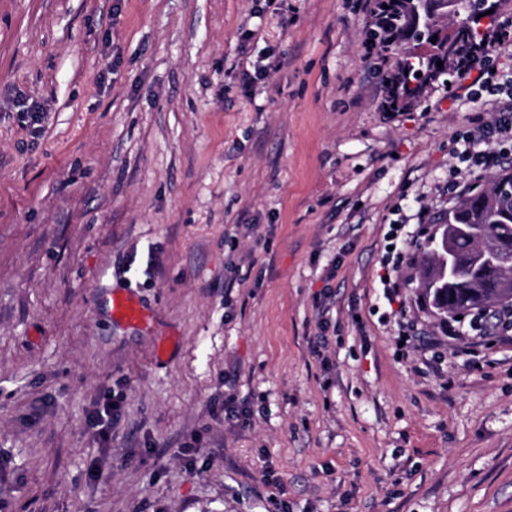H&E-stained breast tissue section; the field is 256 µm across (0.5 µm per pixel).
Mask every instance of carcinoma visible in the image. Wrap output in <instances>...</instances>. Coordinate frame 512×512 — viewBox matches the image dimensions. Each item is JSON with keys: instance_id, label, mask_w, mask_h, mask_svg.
Listing matches in <instances>:
<instances>
[{"instance_id": "cac0c4a2", "label": "carcinoma", "mask_w": 512, "mask_h": 512, "mask_svg": "<svg viewBox=\"0 0 512 512\" xmlns=\"http://www.w3.org/2000/svg\"><path fill=\"white\" fill-rule=\"evenodd\" d=\"M446 12H428L418 0H372L366 32L378 70L386 86L385 107L400 112L414 106L423 88L436 81L440 71H458L472 59L480 31L460 23L444 22ZM442 36L429 40L437 32ZM423 79L412 84L416 74ZM512 182V172L494 175L486 185L474 188L440 218L437 236L431 237L429 262L423 273L425 298L441 317L470 311L482 312L507 303L501 289L503 275L494 268L462 269L458 275L443 273L448 253L467 255L478 241L494 238L512 244V193L500 189Z\"/></svg>"}]
</instances>
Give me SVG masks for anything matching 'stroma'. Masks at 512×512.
I'll return each mask as SVG.
<instances>
[{
	"label": "stroma",
	"instance_id": "stroma-1",
	"mask_svg": "<svg viewBox=\"0 0 512 512\" xmlns=\"http://www.w3.org/2000/svg\"><path fill=\"white\" fill-rule=\"evenodd\" d=\"M368 16L0 0V512H512V336L452 354L426 246L378 286L487 96L457 74L386 111ZM419 234L417 237L406 234L401 239V245L397 248V243L388 244L386 254L382 258L383 267L386 273L381 276V284L384 288V292L391 300L393 296L398 293L400 288V272L403 269L404 264L410 257L411 251L416 249L419 245ZM389 246H393L392 250H389ZM110 309L113 317L131 324L141 321L144 317L138 299L129 291L113 293Z\"/></svg>",
	"mask_w": 512,
	"mask_h": 512
}]
</instances>
